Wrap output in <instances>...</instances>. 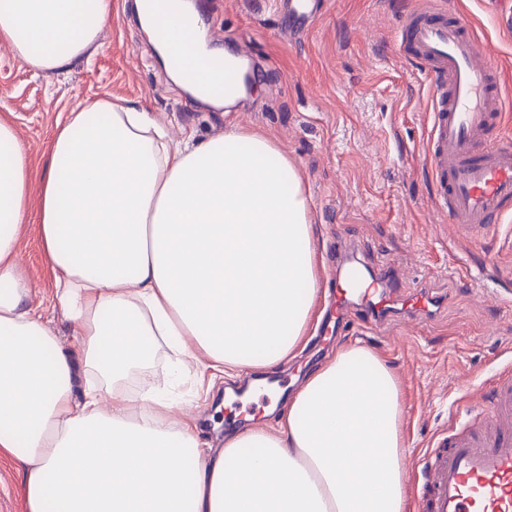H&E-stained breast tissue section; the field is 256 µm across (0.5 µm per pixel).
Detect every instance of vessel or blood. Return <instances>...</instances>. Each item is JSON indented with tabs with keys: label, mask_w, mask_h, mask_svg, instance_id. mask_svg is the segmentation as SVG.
<instances>
[{
	"label": "vessel or blood",
	"mask_w": 512,
	"mask_h": 512,
	"mask_svg": "<svg viewBox=\"0 0 512 512\" xmlns=\"http://www.w3.org/2000/svg\"><path fill=\"white\" fill-rule=\"evenodd\" d=\"M290 33L316 22L322 0H273ZM401 50L435 83L425 158L436 200L452 228L481 241L499 228L512 202V140L491 139L502 117L504 95L492 59L483 57L478 36L463 20L449 17L444 0L416 10L399 30ZM169 63L190 83L223 92L236 71L218 57L188 61L183 52ZM337 316L359 304L367 322L385 325L396 316H432L438 296L427 291L401 297L389 265L372 277L349 269L332 294ZM416 512H512V368L504 369L486 399L480 421L449 431L427 454Z\"/></svg>",
	"instance_id": "vessel-or-blood-1"
}]
</instances>
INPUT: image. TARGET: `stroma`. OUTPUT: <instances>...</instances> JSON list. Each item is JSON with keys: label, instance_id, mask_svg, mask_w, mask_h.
I'll list each match as a JSON object with an SVG mask.
<instances>
[{"label": "stroma", "instance_id": "35a3bbf8", "mask_svg": "<svg viewBox=\"0 0 512 512\" xmlns=\"http://www.w3.org/2000/svg\"><path fill=\"white\" fill-rule=\"evenodd\" d=\"M111 24L90 63L50 74L0 47V113L36 165H44L60 113L107 96L127 99L163 125L172 139L203 140L236 124L268 134L302 171L312 198L316 267L324 288L336 285V247L353 242L366 265L391 260L400 285L440 296L431 319L401 318L379 330L354 323L332 348L360 346L384 359L396 377L403 408L406 474L403 512H414L412 484L426 452L449 428L477 422L500 368L512 364V308L495 291L512 292V252L497 240L467 244L435 201L423 162L431 125V87L398 42L404 17L423 0H327L311 31L288 40L271 0H197L208 28L245 42L267 63L245 98L218 108L167 79L148 42L134 0H113ZM486 42L507 90L505 117L491 137L512 138V0H448ZM32 302L63 342L72 325L51 308L53 278L36 227L24 240ZM473 277L461 282V266ZM138 387L175 399L198 416L201 440L220 447L226 434L274 425L265 404L230 401L223 375L182 371L158 351Z\"/></svg>", "mask_w": 512, "mask_h": 512}]
</instances>
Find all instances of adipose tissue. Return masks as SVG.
Here are the masks:
<instances>
[{
	"label": "adipose tissue",
	"mask_w": 512,
	"mask_h": 512,
	"mask_svg": "<svg viewBox=\"0 0 512 512\" xmlns=\"http://www.w3.org/2000/svg\"><path fill=\"white\" fill-rule=\"evenodd\" d=\"M111 21L112 0H0V45L60 72ZM56 128L40 170L0 113V462L21 465L26 512H401L399 388L365 348L215 450L178 402L124 385L164 345L230 379L294 354L322 288L294 162L239 126L172 143L121 98ZM32 222L68 346L31 304Z\"/></svg>",
	"instance_id": "adipose-tissue-1"
}]
</instances>
